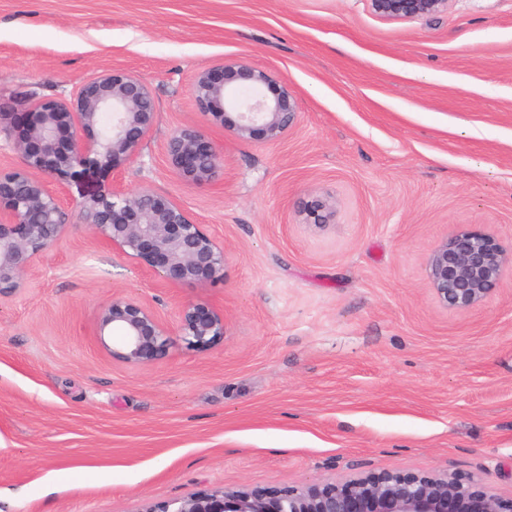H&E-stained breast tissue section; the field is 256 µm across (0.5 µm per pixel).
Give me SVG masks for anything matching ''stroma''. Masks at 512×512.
<instances>
[{
    "mask_svg": "<svg viewBox=\"0 0 512 512\" xmlns=\"http://www.w3.org/2000/svg\"><path fill=\"white\" fill-rule=\"evenodd\" d=\"M244 60L299 105L281 140H240L192 94ZM146 77L138 157L99 182L175 200L224 247V276L169 285L75 225L0 296V512H149L215 488L268 494L363 475L450 473L512 497V267L482 304L435 297L459 229L512 245V0L389 21L371 0H0V169L35 102L101 74ZM457 134H448L447 123ZM199 128L223 156L191 182L166 154ZM326 200L330 224L306 223ZM224 340L149 365L112 358L113 293ZM301 210L308 223L315 225L328 224L333 214L332 206L326 201H306L302 203Z\"/></svg>",
    "mask_w": 512,
    "mask_h": 512,
    "instance_id": "35a3bbf8",
    "label": "stroma"
}]
</instances>
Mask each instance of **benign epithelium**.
Instances as JSON below:
<instances>
[{"instance_id": "7a95c632", "label": "benign epithelium", "mask_w": 512, "mask_h": 512, "mask_svg": "<svg viewBox=\"0 0 512 512\" xmlns=\"http://www.w3.org/2000/svg\"><path fill=\"white\" fill-rule=\"evenodd\" d=\"M388 20L429 17L448 0H371ZM204 69L192 95L204 114L242 140L276 142L292 129L298 102L268 71L245 61ZM148 80L113 70L81 85L70 102L43 100L27 113L28 134L16 145L22 164L0 171V295L23 286L36 262L74 224L137 260L170 285L202 286L224 276V247L176 202L151 190L130 191L112 183L87 190L75 212L62 203L70 178L87 170L112 172L131 162L154 123ZM175 169L195 182L211 179L221 154L202 131L178 129L167 143ZM308 223L325 225L326 201H306ZM512 251L493 236L459 230L431 254L429 278L446 307L466 310L494 290ZM112 357L131 365L164 358L177 342L203 349L224 338V314L184 303L176 323L163 322L146 303L115 293L99 312ZM149 512H512V498L477 491L472 480L452 474L380 473L338 484L288 488L276 496L242 487L214 489L174 500Z\"/></svg>"}]
</instances>
